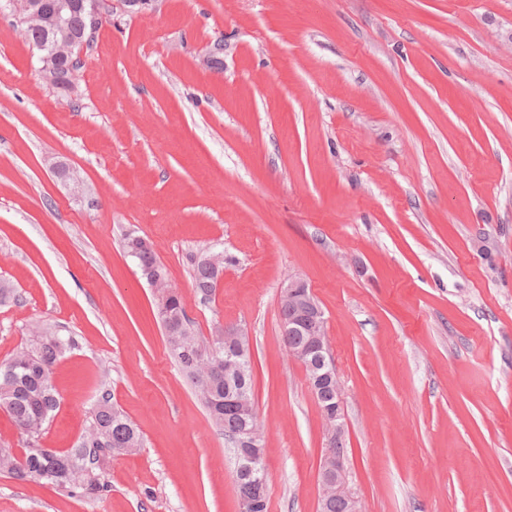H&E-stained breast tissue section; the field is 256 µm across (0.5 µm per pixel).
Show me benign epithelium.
<instances>
[{"label": "benign epithelium", "instance_id": "benign-epithelium-1", "mask_svg": "<svg viewBox=\"0 0 512 512\" xmlns=\"http://www.w3.org/2000/svg\"><path fill=\"white\" fill-rule=\"evenodd\" d=\"M5 7L17 19H28L45 12L50 15L51 24L46 30L47 40L35 45L38 51L40 73L46 85L54 90H64L67 85L60 76L57 64L75 53L78 39L69 35L64 27L67 12L78 8L85 13L87 24L96 29L103 21L98 0H5ZM279 308L288 310V320L282 323V331L298 332L309 338V345L300 351L298 361L303 367L313 371L310 387L315 393L328 389L336 390V401L321 410L326 423L329 439L336 444L343 443L344 423L341 415L342 392L332 364L329 336L326 331L325 313L309 285L299 279L290 278L280 294ZM260 434L257 427H246L241 436L235 439L236 471L257 493L265 490L263 480L256 474L254 462L259 454ZM318 507L321 512H329L333 499L342 501L347 512H358L357 502L346 489L345 469L342 454L328 453L320 465Z\"/></svg>", "mask_w": 512, "mask_h": 512}]
</instances>
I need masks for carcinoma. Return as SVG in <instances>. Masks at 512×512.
Returning <instances> with one entry per match:
<instances>
[{"label":"carcinoma","mask_w":512,"mask_h":512,"mask_svg":"<svg viewBox=\"0 0 512 512\" xmlns=\"http://www.w3.org/2000/svg\"><path fill=\"white\" fill-rule=\"evenodd\" d=\"M66 26L78 38L91 37L79 9L69 13ZM123 249L142 272L153 270L168 276L152 244L128 236ZM214 259L224 264V252L210 251L192 262L193 288L203 304L211 302L216 291ZM158 316L169 354L224 435L235 436L245 424V415L236 405L224 404L226 393L240 388L247 404L255 407L248 339L241 341L244 356L238 358L243 366L240 374L229 367L224 327H216L209 341L198 336L179 295L172 293L158 298ZM74 347L72 338L38 327L31 331V338L20 350L0 364V409L10 415L26 436V448L19 456L10 448L0 447V473L22 480H46L71 493L96 498L108 491L103 478L104 465L116 453L143 447V439L136 425L112 403L109 393L104 392L92 405L88 425L76 447L57 451L39 445L46 424L59 406L58 393L51 381L52 367Z\"/></svg>","instance_id":"1"}]
</instances>
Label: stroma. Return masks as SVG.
I'll return each instance as SVG.
<instances>
[{
    "label": "stroma",
    "instance_id": "35a3bbf8",
    "mask_svg": "<svg viewBox=\"0 0 512 512\" xmlns=\"http://www.w3.org/2000/svg\"><path fill=\"white\" fill-rule=\"evenodd\" d=\"M80 59L49 89L0 15V362L36 326L73 338L41 446L75 447L104 392L144 446L98 499L0 475V512H240L130 234L199 336L249 334L268 512H317L328 440L281 339L291 277L327 318L359 512H512V0H152ZM123 249L126 255L137 263L143 275H145L147 271L153 270L168 279L167 268L157 257L153 245L150 242L146 243L143 239L126 236ZM160 275L147 277V281L154 291L157 288H163L164 282ZM213 258L219 262V268L224 269V254L220 251H210L199 258L193 259L192 262L193 288H195L200 302L204 304L212 301L216 291V274L211 262Z\"/></svg>",
    "mask_w": 512,
    "mask_h": 512
}]
</instances>
